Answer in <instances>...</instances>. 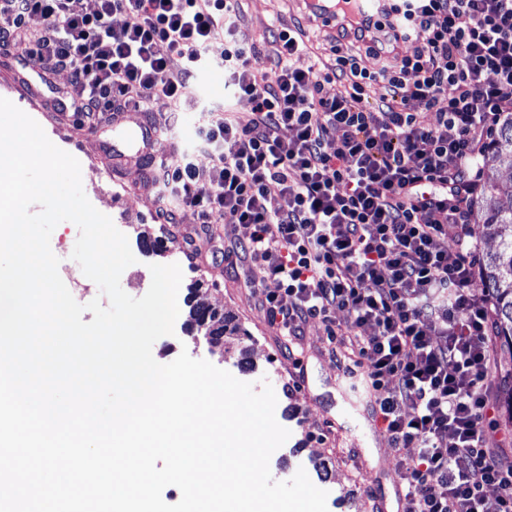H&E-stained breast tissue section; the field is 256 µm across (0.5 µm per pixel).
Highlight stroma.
I'll use <instances>...</instances> for the list:
<instances>
[{"label":"stroma","mask_w":512,"mask_h":512,"mask_svg":"<svg viewBox=\"0 0 512 512\" xmlns=\"http://www.w3.org/2000/svg\"><path fill=\"white\" fill-rule=\"evenodd\" d=\"M239 7L243 27L259 47L251 59L254 71L267 69L271 26L289 24L297 18L303 21L309 47L308 55L297 59V66L304 69L331 62L332 35L307 18L302 0H240ZM0 97L30 115L57 147L79 161L86 197L126 235L136 258L121 276L126 293L142 297L151 284L150 265L176 263L183 273L179 303H186L191 282L201 280L205 301L236 316L252 335L250 341L211 349L205 336L189 325L188 314L183 311L174 334L154 343V359L167 364L185 350L254 387L270 383L277 396L276 420L290 432L271 456L274 480H289L304 468L309 470L310 480L318 481L320 489L326 491L328 512H400L398 453L372 410L371 395L353 384L345 372L346 365L359 358L357 337L330 339L323 324L313 320L306 324L296 349H289L278 327L259 311L255 296L244 285L243 274L226 269L213 257V248L223 245L225 239L247 240L251 225L238 223L228 213L222 223L209 225L206 236L197 239L191 235L192 221L159 224L156 184L143 178L135 164L122 168L113 164L114 145H121L128 154L133 151L127 133L113 129L106 117L78 129L74 116L55 110L51 91L20 61L8 65L0 61ZM184 98L190 108L178 129L181 138L192 137L197 110L204 105L233 112L242 125L250 120L247 109L235 106L221 68L201 72L187 84ZM146 234L163 237L164 255L148 250L142 241ZM78 236L75 224L62 222L51 235L50 247L60 260L65 285L78 303L85 304L98 296L99 288L78 278L79 265L71 257ZM316 461L326 463V481H319L312 472Z\"/></svg>","instance_id":"35a3bbf8"}]
</instances>
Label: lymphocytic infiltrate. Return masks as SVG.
I'll return each mask as SVG.
<instances>
[{
	"mask_svg": "<svg viewBox=\"0 0 512 512\" xmlns=\"http://www.w3.org/2000/svg\"><path fill=\"white\" fill-rule=\"evenodd\" d=\"M394 9L396 25L365 44L393 56L374 72L339 44L333 64L296 67L307 45L293 24L273 31L269 70L255 73L237 0H98L92 11L84 0H0V47L69 72L57 111L88 123L136 112L163 140L186 83L223 68L252 118L242 126L208 113L192 145L139 159L161 186V215L218 224L229 212L251 225L248 244L221 257L264 270L252 288L282 335L300 336L312 319L332 336L366 335L356 366L374 412L394 447L418 451L400 466L403 512H512V458L493 452L484 425L495 409L497 318L473 287L472 230L478 160L512 112V0H394ZM116 14L124 26H113ZM32 16L43 20L34 34ZM332 82L335 96H323ZM377 82L386 93L374 101ZM197 148L209 167L194 163ZM340 310L347 324H337Z\"/></svg>",
	"mask_w": 512,
	"mask_h": 512,
	"instance_id": "obj_1",
	"label": "lymphocytic infiltrate"
}]
</instances>
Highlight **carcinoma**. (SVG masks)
I'll return each instance as SVG.
<instances>
[{
  "label": "carcinoma",
  "instance_id": "1",
  "mask_svg": "<svg viewBox=\"0 0 512 512\" xmlns=\"http://www.w3.org/2000/svg\"><path fill=\"white\" fill-rule=\"evenodd\" d=\"M490 153L499 166L512 170V112L505 113L497 126ZM476 216L484 235L497 241L496 249L482 257L480 278L495 302L497 335L512 350V181L501 182L494 175H487ZM188 304L191 321L205 328L210 345L224 343L226 334L245 333L239 326L226 323L224 312L195 297H189Z\"/></svg>",
  "mask_w": 512,
  "mask_h": 512
}]
</instances>
